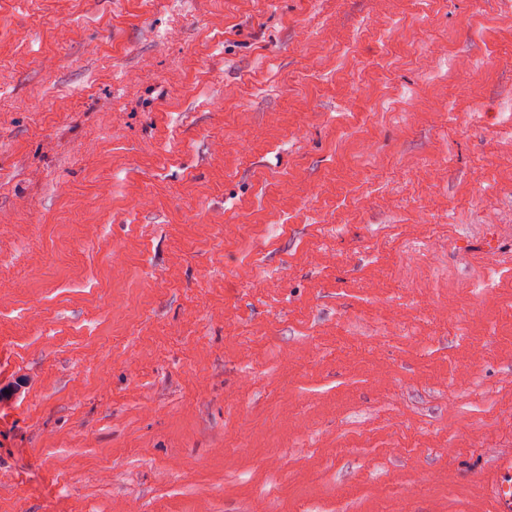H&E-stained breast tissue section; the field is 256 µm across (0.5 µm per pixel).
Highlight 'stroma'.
<instances>
[{
  "instance_id": "35a3bbf8",
  "label": "stroma",
  "mask_w": 512,
  "mask_h": 512,
  "mask_svg": "<svg viewBox=\"0 0 512 512\" xmlns=\"http://www.w3.org/2000/svg\"><path fill=\"white\" fill-rule=\"evenodd\" d=\"M0 512H494L512 0H0ZM29 386L30 380L25 374H14L6 383L1 380L0 402L20 400L27 393ZM5 390H9V393H5Z\"/></svg>"
}]
</instances>
